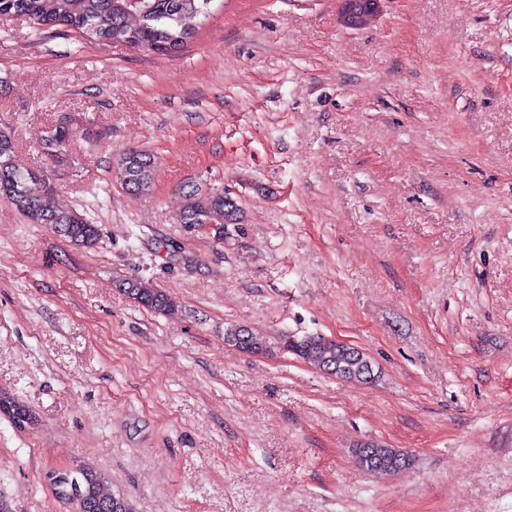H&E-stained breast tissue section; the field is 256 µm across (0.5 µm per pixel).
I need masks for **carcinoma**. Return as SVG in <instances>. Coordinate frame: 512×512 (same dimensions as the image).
Listing matches in <instances>:
<instances>
[{
    "mask_svg": "<svg viewBox=\"0 0 512 512\" xmlns=\"http://www.w3.org/2000/svg\"><path fill=\"white\" fill-rule=\"evenodd\" d=\"M215 0H139V7L129 9V0H0V14L25 16L40 33L63 27L75 36L98 46L113 39L133 37V48L159 51L167 46L183 47L205 24ZM94 139L100 132L71 127L64 119L42 139L32 166L16 165L15 144L11 133L0 130V201L18 211L28 224H46L61 237L81 248L94 247L100 237L99 228L86 212L62 209L55 201V188L48 169L72 164L68 152L77 136ZM117 177L132 196L149 193L154 185V158L135 147L119 156ZM185 203L179 223L197 224L210 216L224 224H243L241 208L224 201L217 193L203 194L194 186L182 188ZM122 291L143 307L163 314L177 310L176 301L165 291L139 280L123 283ZM224 342L246 353L264 350L262 341L245 326L224 330ZM283 347L292 354L338 378L358 383L374 380L372 362L362 351H351L324 336H286ZM0 413L13 419L23 416L33 420L32 411L21 401L0 396ZM357 465L374 477L390 476L410 465L408 453L378 442H363L353 449ZM56 497L78 503L80 512H132L126 499L107 491L105 477L89 464L51 471L48 477Z\"/></svg>",
    "mask_w": 512,
    "mask_h": 512,
    "instance_id": "1",
    "label": "carcinoma"
}]
</instances>
